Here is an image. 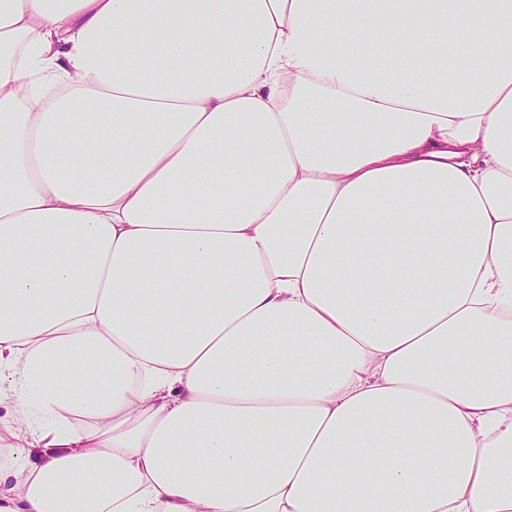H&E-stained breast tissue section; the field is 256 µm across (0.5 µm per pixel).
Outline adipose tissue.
<instances>
[{"mask_svg": "<svg viewBox=\"0 0 512 512\" xmlns=\"http://www.w3.org/2000/svg\"><path fill=\"white\" fill-rule=\"evenodd\" d=\"M4 391L0 512H512V0H0Z\"/></svg>", "mask_w": 512, "mask_h": 512, "instance_id": "1", "label": "adipose tissue"}]
</instances>
